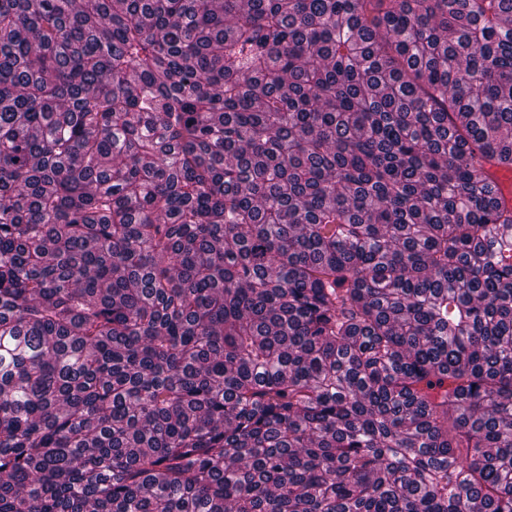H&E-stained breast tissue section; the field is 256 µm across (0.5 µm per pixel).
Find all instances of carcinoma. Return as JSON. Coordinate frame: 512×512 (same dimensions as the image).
I'll return each instance as SVG.
<instances>
[{
	"label": "carcinoma",
	"mask_w": 512,
	"mask_h": 512,
	"mask_svg": "<svg viewBox=\"0 0 512 512\" xmlns=\"http://www.w3.org/2000/svg\"><path fill=\"white\" fill-rule=\"evenodd\" d=\"M512 0H0V512H512Z\"/></svg>",
	"instance_id": "carcinoma-1"
}]
</instances>
